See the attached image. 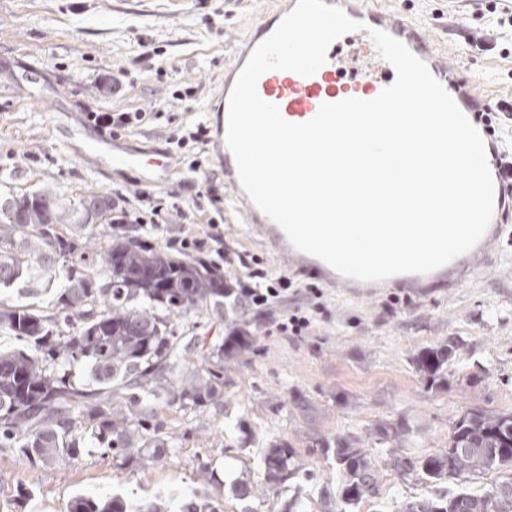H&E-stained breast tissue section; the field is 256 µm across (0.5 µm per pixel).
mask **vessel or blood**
Masks as SVG:
<instances>
[{
    "label": "vessel or blood",
    "instance_id": "b4317fda",
    "mask_svg": "<svg viewBox=\"0 0 512 512\" xmlns=\"http://www.w3.org/2000/svg\"><path fill=\"white\" fill-rule=\"evenodd\" d=\"M326 5L340 6L346 14L363 22L364 30L356 32L355 40L360 41L358 60L361 64L359 79L352 83L341 82L339 74L347 62L339 55L336 47H329L326 63L313 75L304 77L290 71L271 70L264 73L258 83L260 97L278 105L283 118L292 123H304L311 120L325 103H335L347 98L371 100L396 80L394 67L381 59L377 48L368 34L369 29H380L402 41L410 51L423 60L433 76L439 80L454 98L455 102L480 133L491 169L494 185V208L504 207V189L512 184V164L507 163L500 152V140L493 133L491 118L495 113L488 99L481 94L476 78L465 74L448 64L438 55L434 41L429 38L422 24L409 20L399 14L389 13L370 6L369 0H324ZM297 0H267L261 19L256 21L241 39L235 50L233 64L225 68L224 76L211 106L215 114L214 137L212 142L224 164V181L231 189V200L243 214L250 228L265 241L271 243L277 255L287 258L299 267L314 270L320 280L330 286H341L355 292L367 290V283L339 274L322 260L298 250L289 241L284 231L260 209H258L243 191L237 165L233 154L225 141L228 118V97L237 74L244 67L252 50L257 44L270 36L282 18L291 11ZM57 129L69 140L81 141V154L90 159L94 155H110L113 164L133 165L138 156L129 153L116 141L99 133L90 124L76 119L73 114H60L54 118ZM500 239V225L490 222L482 239L468 252L469 266L478 267L485 263L489 246ZM468 268L452 264L444 265L426 274L401 273L395 280L414 291L437 284L444 288L456 286L465 279Z\"/></svg>",
    "mask_w": 512,
    "mask_h": 512
}]
</instances>
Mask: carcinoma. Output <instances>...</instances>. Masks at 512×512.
<instances>
[{
	"label": "carcinoma",
	"instance_id": "1",
	"mask_svg": "<svg viewBox=\"0 0 512 512\" xmlns=\"http://www.w3.org/2000/svg\"><path fill=\"white\" fill-rule=\"evenodd\" d=\"M84 217L57 201L47 189L0 199V287L14 284L36 267L35 287H55L59 271L66 285L58 298L61 314L51 318L32 305L0 309V330L29 344L27 350H0V445L17 448L32 464L47 465L80 448L75 417L93 439L115 456L148 462L161 457L168 437H149L143 410L179 401L184 406L224 404V354L241 353L251 342L245 325L190 360L179 346L173 320L191 311H224V274L219 266L185 253L172 254L141 238L107 232L76 238ZM451 344L426 347L415 357L418 371L436 384L443 380ZM173 377L169 387L156 375ZM135 386L140 393L123 391ZM399 429L377 431L389 448L385 467L415 474L434 485L448 478L505 472L512 484V412L471 410L450 431L448 449L402 456ZM360 439L315 440L332 454L342 477L338 501L324 512H354L379 494L381 468ZM288 443L271 445L260 464V485L286 486L295 478ZM501 483L478 493L459 487L410 500L403 512H512V495ZM69 512H171L161 500L130 505L78 495Z\"/></svg>",
	"mask_w": 512,
	"mask_h": 512
}]
</instances>
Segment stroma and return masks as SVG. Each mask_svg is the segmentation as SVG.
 Here are the masks:
<instances>
[{
  "label": "stroma",
  "instance_id": "1",
  "mask_svg": "<svg viewBox=\"0 0 512 512\" xmlns=\"http://www.w3.org/2000/svg\"><path fill=\"white\" fill-rule=\"evenodd\" d=\"M386 2L448 41L449 63L486 80L495 102L512 100V35L493 25L494 11L512 8V0ZM264 6L265 0H0V193L47 189L74 207L89 193L109 195L126 213L128 234L168 251L179 225L139 224L149 208L136 193L170 195L214 219L226 243L259 260L269 275L287 274L293 291L285 309L310 302L312 288L321 292L320 311L298 335L279 333L275 313L238 310L254 342L250 352L224 359L223 406L159 408L150 428L176 441L158 461L114 457L88 442L77 456L33 468L17 449L0 447V512H68L79 494L161 495L175 504L196 496L218 512H282L296 495L303 512H319L323 497L338 495L341 478L315 448V437H360L383 465L388 451L373 441L381 426L402 427L398 452L414 456L446 450L453 424L469 409L512 412V221L487 265L457 287H390L359 296L278 257L233 209L214 211L200 193L207 178L224 177L213 146L170 148L181 126L207 122L212 85L232 64L245 22L259 18ZM478 34L496 41V49L473 48ZM20 81L32 86L37 102L11 93ZM189 86L194 96L185 95ZM83 104L144 112L118 140L131 152L169 151V180L156 185L127 167L101 175L71 153L53 133L51 117ZM193 158L201 164L195 173L187 168ZM229 323L221 314L191 313L177 319V334L196 352L226 336ZM449 342L455 353L446 376L431 384L414 358ZM284 441L300 464L289 487L234 497L232 484L258 481L261 457ZM204 466L215 475L208 485L199 477ZM381 474L378 497L359 512H401L408 499L436 492L413 475L384 466Z\"/></svg>",
  "mask_w": 512,
  "mask_h": 512
}]
</instances>
